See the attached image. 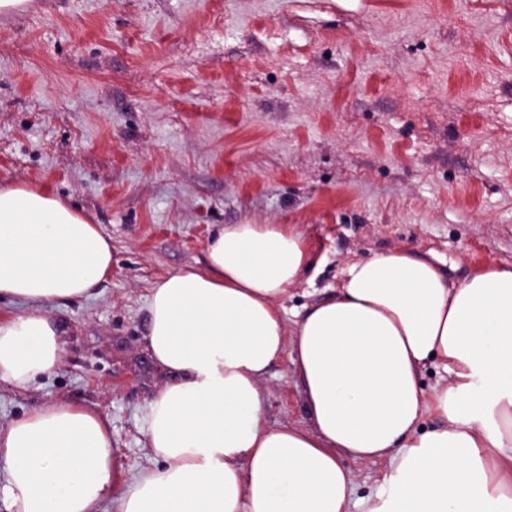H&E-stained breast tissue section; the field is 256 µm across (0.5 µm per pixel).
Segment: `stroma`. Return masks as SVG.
<instances>
[{
    "instance_id": "35a3bbf8",
    "label": "stroma",
    "mask_w": 512,
    "mask_h": 512,
    "mask_svg": "<svg viewBox=\"0 0 512 512\" xmlns=\"http://www.w3.org/2000/svg\"><path fill=\"white\" fill-rule=\"evenodd\" d=\"M16 184L101 225L112 272L49 306L61 366L0 381V427L93 410L134 480L169 380L148 290L203 267L224 225L302 235L290 320L396 248L454 280L512 266V0H29L0 14V188ZM262 388L268 425L310 427L290 359Z\"/></svg>"
}]
</instances>
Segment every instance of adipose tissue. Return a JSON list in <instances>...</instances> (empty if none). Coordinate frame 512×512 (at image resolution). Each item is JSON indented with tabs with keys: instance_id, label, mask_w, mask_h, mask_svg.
Segmentation results:
<instances>
[{
	"instance_id": "adipose-tissue-1",
	"label": "adipose tissue",
	"mask_w": 512,
	"mask_h": 512,
	"mask_svg": "<svg viewBox=\"0 0 512 512\" xmlns=\"http://www.w3.org/2000/svg\"><path fill=\"white\" fill-rule=\"evenodd\" d=\"M309 263L284 224H229L204 268L148 295V348L173 372L149 404L159 464L120 512H351L341 456L388 471L364 512H512V267L460 282L398 248L341 271L335 296L288 323L280 305ZM112 270L100 225L47 190L0 188V380L54 373L63 344L49 304L88 297ZM312 429L269 426L262 383L283 355ZM448 374L425 394L420 373ZM442 423L423 430L426 413ZM17 512H100L119 481L109 421L54 402L0 428Z\"/></svg>"
}]
</instances>
